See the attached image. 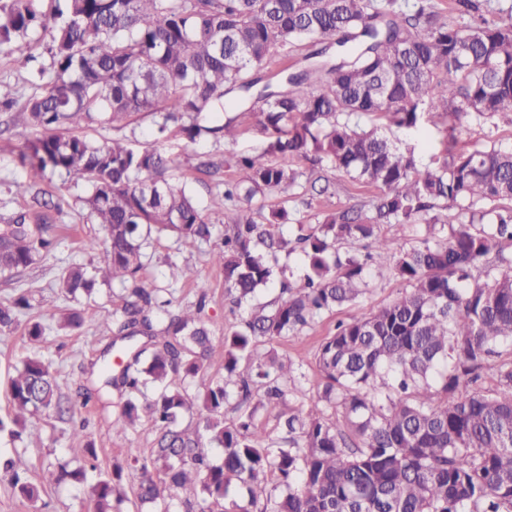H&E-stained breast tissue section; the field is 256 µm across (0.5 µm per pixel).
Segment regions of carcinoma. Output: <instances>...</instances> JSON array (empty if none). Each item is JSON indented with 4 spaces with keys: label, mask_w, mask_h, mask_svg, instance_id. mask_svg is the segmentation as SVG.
<instances>
[{
    "label": "carcinoma",
    "mask_w": 512,
    "mask_h": 512,
    "mask_svg": "<svg viewBox=\"0 0 512 512\" xmlns=\"http://www.w3.org/2000/svg\"><path fill=\"white\" fill-rule=\"evenodd\" d=\"M0 0V52L21 53L28 31L49 35L54 76L41 81L25 104L35 136L18 159L30 182L66 172L91 188L86 203L103 240L104 279L131 289L118 321L131 361L105 369L102 385L128 395L113 422L124 433L143 419L156 426L148 457L136 448L91 487L92 512H121L128 501L123 477L135 480L139 503L166 490H183L185 512H253L269 477L280 492L261 512H512V151L460 149L432 168L417 164L412 148L353 123L382 117L417 128L426 112L445 118L452 142L462 120L512 115V14L489 19L478 0H455L478 20L452 28L430 0ZM304 40L319 46L307 65L277 84H260L273 49ZM237 93L244 112H255L272 140L263 153L210 159L197 169L215 175L225 164L236 177L216 189L212 206L224 209V241L212 262L224 275L233 305L279 283L269 304L252 306L238 328L224 334V377L190 396L169 379L193 380L207 369L209 330L202 318L209 284L188 267L170 264L175 281H190L194 305L171 309L139 278L151 230L182 238L211 236L185 187L173 182L172 162L155 149L135 150L120 140L100 144L81 133L93 124L121 122L140 112L159 115L158 135L177 127L194 139L220 133L234 142L237 118L209 127L205 112H222ZM379 193L361 205L328 209L319 225L288 238L268 225L289 219L281 207L265 213L271 194L330 199L339 183L296 160L309 153ZM279 155L274 165L265 155ZM468 211L456 222L446 211ZM432 214L426 234L410 247L379 234L382 224H413ZM52 217L20 216L0 227V273L34 264L55 242ZM300 252L307 268L297 287L283 259ZM386 254L406 288L367 316L336 324L314 354L322 383L307 389L300 364L277 353L273 342L309 325L322 313L356 301L369 284L373 253ZM95 279L72 264L60 275L68 295L91 292ZM21 297L0 304V331L18 323ZM164 323L155 329L153 321ZM150 346L148 367L134 369ZM491 376L497 390L479 387ZM152 383L154 397H137ZM464 387L470 392L459 396ZM299 394L305 407L288 415L286 436L257 431L253 413L224 424L233 396L245 404H275ZM11 415L0 432L20 438L27 416L62 412L55 380L32 355L9 377ZM335 408L336 418L326 414ZM199 427H183L184 416ZM222 449L213 465L205 445ZM12 484L30 503L41 489L6 460ZM85 469L61 465L57 484L81 482ZM245 484L249 500H228L229 486Z\"/></svg>",
    "instance_id": "cac0c4a2"
}]
</instances>
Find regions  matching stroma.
<instances>
[{"instance_id": "obj_1", "label": "stroma", "mask_w": 512, "mask_h": 512, "mask_svg": "<svg viewBox=\"0 0 512 512\" xmlns=\"http://www.w3.org/2000/svg\"><path fill=\"white\" fill-rule=\"evenodd\" d=\"M26 41L29 57L0 58V82L9 84L16 98L12 109L0 111V225L12 223L20 214L31 215L50 208L56 246L27 269L9 277L0 275V303L11 304L22 296L29 301L28 307L19 312L18 327L0 332V418L7 417L10 410L9 376L35 352L41 355L59 393L72 405L73 411L61 419L42 413L32 415L30 421L40 435L39 443L33 446L11 438L8 433L0 434V457L25 460L30 479L43 488L39 503L31 504L13 488L10 473L0 470V512H89L91 485L100 475L111 472L114 460L122 458L127 449L137 448L142 454H149L157 430L144 420L127 434L113 432L112 423L122 399L116 392L101 389L99 382L103 353L118 336L113 316L130 301V289L100 281L91 294L70 298L59 286L60 273L69 264H81L91 273L103 266V251L89 252L80 245L81 240L102 236L103 228L89 215L85 205L89 187L83 178L55 174L32 186L27 183L18 152L33 133L25 124L23 108L37 91L39 81L35 70L43 69L45 76H52L53 59L50 39L42 30L29 31ZM238 123L240 133L231 144L211 133L192 141L177 128L164 136H155V118L149 112L137 114L120 128L96 125L86 131L88 137L97 141L125 138L133 148L160 151L171 160L175 175L193 194L213 226L212 237L207 242H190L169 231L152 234L142 276L148 287L159 288V300L172 301L176 306L196 303L199 298L195 289L181 283L171 284L170 263L193 267L210 285L203 318L210 329L212 353L207 373L197 377L188 389L192 395L204 392L211 380L223 377L224 332L239 325L247 313L246 307H231L225 295L224 276L211 262V251L224 238V214L211 209V179L197 169L204 155L219 161L228 151L256 155L264 150L268 134L258 116L239 113ZM459 143L469 148L512 150V119L496 117L470 124ZM338 182L339 193L327 202L299 198L285 204L278 196H269L267 205L286 206L291 215L289 223L274 225V232L289 235L296 232L298 225H316L324 210L368 200L374 193L373 188L351 182L344 175L339 176ZM391 265L389 256H378L372 266L369 287L358 302L325 313L297 335L276 341L280 355L303 365L309 387H316L321 381L313 353L336 323L369 314L402 292L404 285L392 274ZM71 309L85 310L92 316V323L74 331L60 329L62 317ZM36 321L43 325L45 333L39 342L33 343L26 335V327ZM91 448L97 454V467L88 471L85 482L45 483L46 471L65 463L77 466L87 459Z\"/></svg>"}]
</instances>
